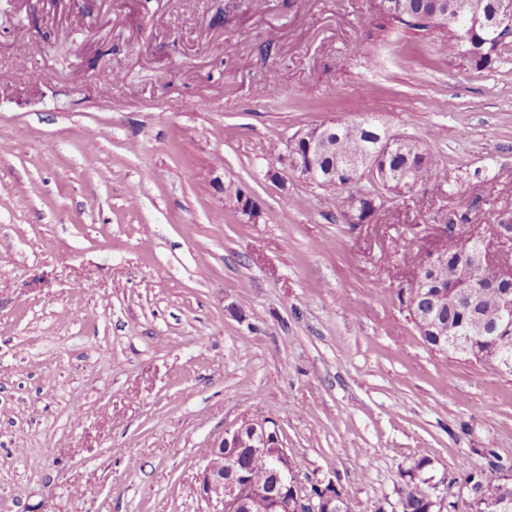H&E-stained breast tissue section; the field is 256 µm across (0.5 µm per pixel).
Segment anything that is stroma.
<instances>
[{"mask_svg": "<svg viewBox=\"0 0 512 512\" xmlns=\"http://www.w3.org/2000/svg\"><path fill=\"white\" fill-rule=\"evenodd\" d=\"M447 39L379 0H0V512H207L204 455L266 417L352 512L421 458L443 512L512 467V376L398 299L436 226L469 213L495 254L512 223V39L483 69ZM334 120L413 137L466 195L347 224L270 177Z\"/></svg>", "mask_w": 512, "mask_h": 512, "instance_id": "stroma-1", "label": "stroma"}]
</instances>
